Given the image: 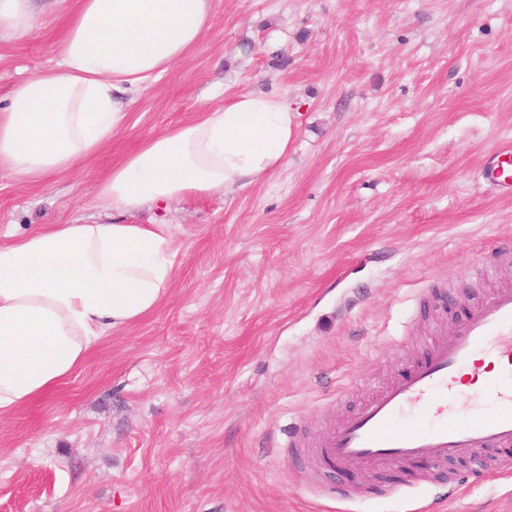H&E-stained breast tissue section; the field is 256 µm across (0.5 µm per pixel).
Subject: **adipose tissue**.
Returning <instances> with one entry per match:
<instances>
[{"label": "adipose tissue", "mask_w": 512, "mask_h": 512, "mask_svg": "<svg viewBox=\"0 0 512 512\" xmlns=\"http://www.w3.org/2000/svg\"><path fill=\"white\" fill-rule=\"evenodd\" d=\"M212 27L210 0H73L55 66L0 108V171L46 186L128 127L124 96L167 73ZM36 32L34 0H0V38ZM298 114L277 95L204 105L147 135L94 188L115 212L256 185L282 168ZM177 248L159 224H46L0 242V414L53 392L115 331L169 295Z\"/></svg>", "instance_id": "obj_1"}]
</instances>
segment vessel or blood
I'll use <instances>...</instances> for the list:
<instances>
[{
    "label": "vessel or blood",
    "mask_w": 512,
    "mask_h": 512,
    "mask_svg": "<svg viewBox=\"0 0 512 512\" xmlns=\"http://www.w3.org/2000/svg\"><path fill=\"white\" fill-rule=\"evenodd\" d=\"M485 176L512 187L511 147L496 152ZM478 352L485 359L512 366V289L493 293L468 308L448 340L437 343L427 360L323 437L312 464L324 461L340 469L363 471L377 466L444 464L493 449L503 456L504 467L511 469L512 380L487 377L484 391L497 402L490 416L478 420L447 416L412 427L402 423L407 410L434 405L438 397L451 393Z\"/></svg>",
    "instance_id": "obj_1"
}]
</instances>
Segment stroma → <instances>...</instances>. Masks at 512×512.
<instances>
[{"label":"stroma","instance_id":"35a3bbf8","mask_svg":"<svg viewBox=\"0 0 512 512\" xmlns=\"http://www.w3.org/2000/svg\"><path fill=\"white\" fill-rule=\"evenodd\" d=\"M68 0L0 39V105L55 65ZM212 27L135 92L129 128L45 188L0 172V241L161 224L169 296L54 394L0 416V512H512V468L348 476L307 454L423 362L460 307L512 288V0H211ZM245 93L300 113L284 167L112 216L91 189L143 137ZM487 179L499 183L505 188L512 187V148H503L495 153L485 168Z\"/></svg>","mask_w":512,"mask_h":512}]
</instances>
